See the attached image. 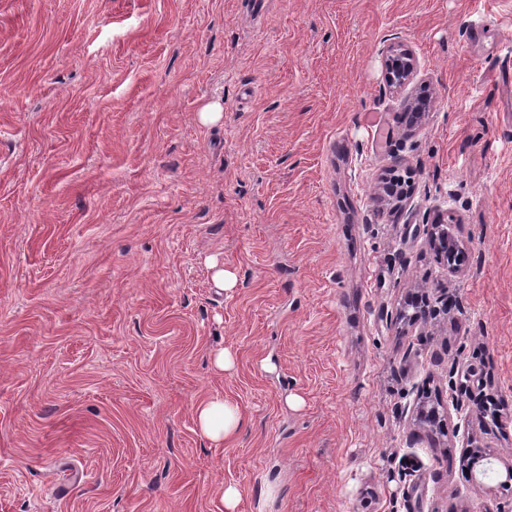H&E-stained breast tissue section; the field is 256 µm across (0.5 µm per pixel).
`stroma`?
I'll return each instance as SVG.
<instances>
[{
  "mask_svg": "<svg viewBox=\"0 0 512 512\" xmlns=\"http://www.w3.org/2000/svg\"><path fill=\"white\" fill-rule=\"evenodd\" d=\"M510 464L512 0H0V512H512ZM417 68L416 58L409 49L399 47L385 62L387 82L390 86H402L412 79ZM196 419L201 431L215 442L235 435L241 424L233 407L218 398L201 402L196 408Z\"/></svg>",
  "mask_w": 512,
  "mask_h": 512,
  "instance_id": "obj_1",
  "label": "stroma"
}]
</instances>
